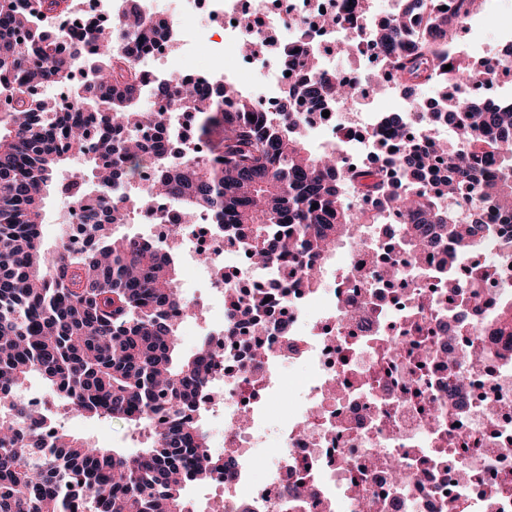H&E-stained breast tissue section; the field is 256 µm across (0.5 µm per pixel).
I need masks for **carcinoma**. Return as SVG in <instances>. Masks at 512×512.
I'll return each instance as SVG.
<instances>
[{
	"mask_svg": "<svg viewBox=\"0 0 512 512\" xmlns=\"http://www.w3.org/2000/svg\"><path fill=\"white\" fill-rule=\"evenodd\" d=\"M63 2L0 0V85L13 97L11 112L0 117V398L12 397L0 412V512H187V488L209 481L216 470L231 474L234 465L215 454L200 421L189 416L214 357L201 346L180 354L173 315L189 305L178 289V254L120 232L146 197L128 195L125 211L112 209V190L132 184L149 154L138 136L146 118L143 78L130 47H121L138 39L143 17L137 0H123L119 26L89 24L85 38L93 56L84 65L91 79L74 84L79 52L39 25ZM479 5L457 0L453 12L433 11L421 25L425 0H399L400 12L389 23L360 27L340 51L374 50L390 67L385 82L409 90L437 80L451 65L447 81L454 93L442 86L440 95L453 134L424 150L403 141L398 156L381 154L372 167L353 170L334 150H312L290 103L265 125L249 118L254 102L234 83L211 92L182 83L174 95L167 83L155 88L171 100L168 111L152 113L153 124L164 129L169 113L195 112L208 152L175 166L154 146V189L186 220L206 212L224 233L247 240L252 264L286 259L299 268L291 282L245 298L224 291L236 316L255 323L264 299L286 297L290 288L314 292L325 256L346 240H362L386 211L403 218L398 246L417 252L450 243L437 272L441 287L470 288L475 296L492 277L479 268L459 275L465 255L494 238L487 211L512 218V107L472 106L466 98L469 85L494 82L507 61L472 60L454 45ZM291 65L300 72V97L338 105L354 100L353 84L319 70L316 55ZM63 83L82 111L59 112L51 99L34 94ZM489 132L497 134L492 142L484 138ZM75 155L91 167L100 195L98 205L85 210L94 246L80 255L61 248L51 255L41 237L44 191ZM443 159L447 192L403 188L404 178ZM481 161L496 165L492 179L475 176ZM348 188L384 208H354ZM55 189L81 198L89 193L85 172L70 171ZM34 375L77 413L147 431L148 446L127 455L59 425L46 433L45 414L22 397ZM159 407L167 418L155 424Z\"/></svg>",
	"mask_w": 512,
	"mask_h": 512,
	"instance_id": "1",
	"label": "carcinoma"
}]
</instances>
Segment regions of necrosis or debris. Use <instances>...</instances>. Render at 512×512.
<instances>
[{
    "instance_id": "obj_1",
    "label": "necrosis or debris",
    "mask_w": 512,
    "mask_h": 512,
    "mask_svg": "<svg viewBox=\"0 0 512 512\" xmlns=\"http://www.w3.org/2000/svg\"><path fill=\"white\" fill-rule=\"evenodd\" d=\"M209 15L224 29L206 40L210 56L229 66L188 75L212 88L238 80L241 68L259 75L244 83L255 112L268 121L285 98L296 96L297 78L285 56L318 51L323 70L356 82L359 101L338 108L328 101L301 106L307 132L341 141L348 165L371 164L380 146L397 141L374 107V82L387 69L372 51L336 66V46L358 29L362 0H206ZM197 0H140L142 13L161 24L148 33L134 63L148 88L167 80L184 46L182 18ZM339 22L320 27L316 17ZM95 19L84 0L47 15V28L87 53L85 30ZM311 30L304 38L303 30ZM171 133L158 135L164 154L180 161L187 152L205 153L195 134L193 113L175 114ZM152 227L151 240L180 248L190 258L208 254L198 278L210 292L195 299L196 322L217 357L213 377L197 397V416L223 417L214 436L234 476L213 475L209 488L189 498L191 512H512V335L493 336L483 327L504 299L512 300V246L494 238L477 258L495 276L478 295L453 290L439 307L438 281L417 279L414 266L437 265L447 255L436 249L413 257L394 248L391 224H383L377 249L348 247L344 272L327 287L301 294L267 320L261 336L242 327L226 335L231 319L224 284L266 288L287 277L284 265L244 263L243 239L224 238L210 216L184 223L175 205L150 198L136 214ZM268 356L250 361L255 343ZM301 364L310 379L298 384V402L285 410L279 392L287 367ZM248 422H240L241 414ZM279 423L277 449L263 471L252 457L264 444L267 418Z\"/></svg>"
}]
</instances>
